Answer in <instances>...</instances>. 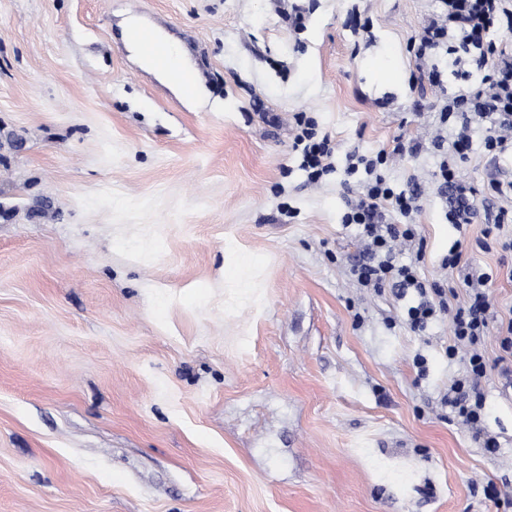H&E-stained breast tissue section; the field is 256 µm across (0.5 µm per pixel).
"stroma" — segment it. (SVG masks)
<instances>
[{"label": "stroma", "instance_id": "1", "mask_svg": "<svg viewBox=\"0 0 512 512\" xmlns=\"http://www.w3.org/2000/svg\"><path fill=\"white\" fill-rule=\"evenodd\" d=\"M439 0H0V512H496L512 494V388L481 383L488 452L445 402L461 275L490 274L512 319V254L483 218L449 223L434 173L447 51L410 48ZM176 40L203 75L176 94L121 38ZM391 56L401 78L370 61ZM442 71L443 83L414 80ZM335 170L299 167L297 113ZM474 126L463 183L512 210ZM422 144L384 171L420 183L398 263L451 283L448 311L405 323L413 289L351 274L365 240L342 216L351 151ZM258 254L261 302H230L224 243ZM507 215L508 211L506 209H500L492 221L489 222L488 220L482 232V239L479 240V244L482 248L491 249L493 244L498 243Z\"/></svg>", "mask_w": 512, "mask_h": 512}]
</instances>
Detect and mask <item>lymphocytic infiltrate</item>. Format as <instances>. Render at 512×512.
Here are the masks:
<instances>
[{"label":"lymphocytic infiltrate","instance_id":"lymphocytic-infiltrate-1","mask_svg":"<svg viewBox=\"0 0 512 512\" xmlns=\"http://www.w3.org/2000/svg\"><path fill=\"white\" fill-rule=\"evenodd\" d=\"M442 9L438 19L425 28L411 49L417 57L447 45L448 66L454 74H465L468 66H476L482 73L478 87L463 88L450 96L441 109L443 121L453 123L452 142L437 137L433 146L442 152L435 177L441 193L451 195L454 204L448 211V220L456 225L471 223L477 217L476 192L459 179L456 161L471 149L470 132L473 124L487 122L484 150L488 155L512 150V46L496 41L499 33H512V0H440ZM458 43L448 46L449 36ZM303 145L301 166L310 180L321 179L332 169V148L325 137H318L313 129H305L300 137ZM420 142H396L392 150H379L366 155L351 153L348 174L365 173L355 201L348 205L343 223L361 226L367 238L362 261L353 265L352 274L366 288L383 291L387 288H412L420 297L416 306L407 311L411 329L420 330L438 312L447 306L445 289L426 284L415 266L396 265L393 251L396 243L416 237L411 217L420 199V187L408 182L397 191L382 176L391 155H416ZM401 216V223L391 222V215ZM488 275H465L469 289L468 299L456 307L451 320L453 342L447 348L449 359H461L464 371L450 386L447 403L455 415L472 428L479 427L485 409L484 397L478 387L491 368L500 372L512 370V365L497 361L490 363L483 344L494 319L492 303L486 290Z\"/></svg>","mask_w":512,"mask_h":512}]
</instances>
